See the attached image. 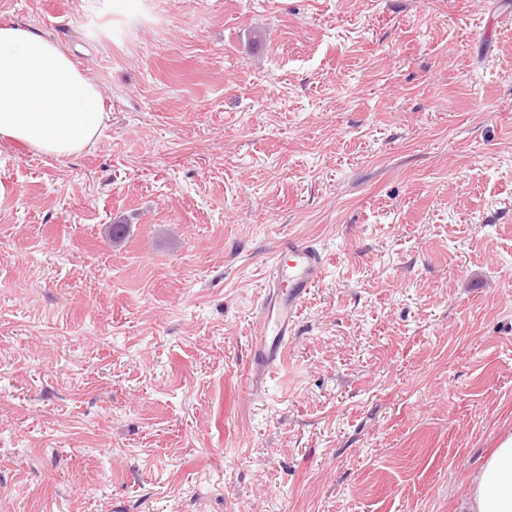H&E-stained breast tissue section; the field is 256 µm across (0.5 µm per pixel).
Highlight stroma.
<instances>
[{
  "mask_svg": "<svg viewBox=\"0 0 512 512\" xmlns=\"http://www.w3.org/2000/svg\"><path fill=\"white\" fill-rule=\"evenodd\" d=\"M2 22L109 119L70 157L0 139V512H454L512 434V0ZM288 238L332 262L255 388Z\"/></svg>",
  "mask_w": 512,
  "mask_h": 512,
  "instance_id": "stroma-1",
  "label": "stroma"
}]
</instances>
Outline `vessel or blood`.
Wrapping results in <instances>:
<instances>
[{
    "instance_id": "vessel-or-blood-1",
    "label": "vessel or blood",
    "mask_w": 512,
    "mask_h": 512,
    "mask_svg": "<svg viewBox=\"0 0 512 512\" xmlns=\"http://www.w3.org/2000/svg\"><path fill=\"white\" fill-rule=\"evenodd\" d=\"M326 253L306 241L291 239L276 251L267 271L264 294L251 336V374L262 384L279 368L300 309L324 278Z\"/></svg>"
}]
</instances>
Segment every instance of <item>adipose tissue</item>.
I'll return each mask as SVG.
<instances>
[{
    "label": "adipose tissue",
    "instance_id": "ef3b65f1",
    "mask_svg": "<svg viewBox=\"0 0 512 512\" xmlns=\"http://www.w3.org/2000/svg\"><path fill=\"white\" fill-rule=\"evenodd\" d=\"M109 115L97 84L38 32L0 24V138L48 157L93 146ZM458 512H512V434L473 473Z\"/></svg>",
    "mask_w": 512,
    "mask_h": 512
}]
</instances>
